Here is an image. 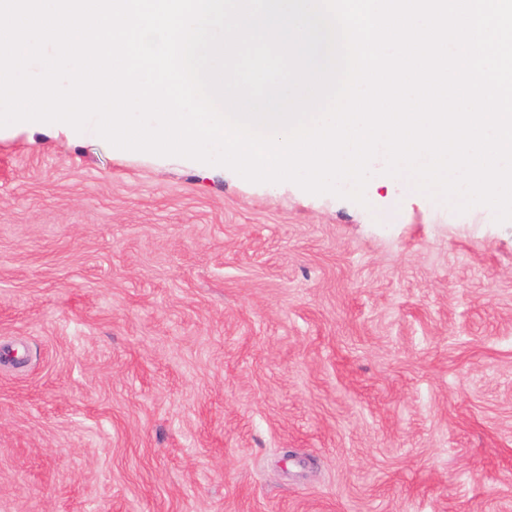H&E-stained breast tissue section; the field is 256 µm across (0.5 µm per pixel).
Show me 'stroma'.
Wrapping results in <instances>:
<instances>
[{
    "label": "stroma",
    "mask_w": 512,
    "mask_h": 512,
    "mask_svg": "<svg viewBox=\"0 0 512 512\" xmlns=\"http://www.w3.org/2000/svg\"><path fill=\"white\" fill-rule=\"evenodd\" d=\"M0 128V512H512V222Z\"/></svg>",
    "instance_id": "obj_1"
}]
</instances>
